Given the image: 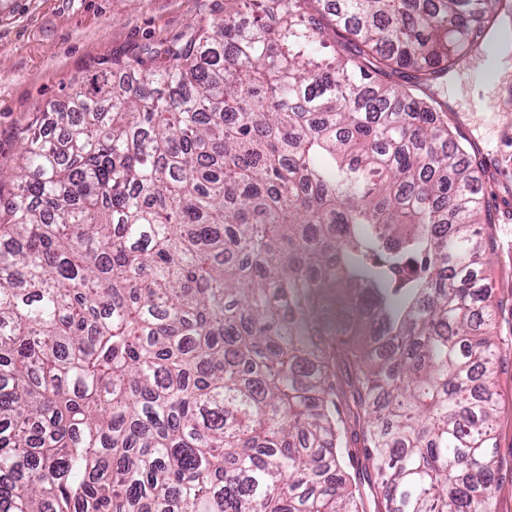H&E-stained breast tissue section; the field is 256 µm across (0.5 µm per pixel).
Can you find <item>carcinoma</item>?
<instances>
[{"label": "carcinoma", "instance_id": "1", "mask_svg": "<svg viewBox=\"0 0 512 512\" xmlns=\"http://www.w3.org/2000/svg\"><path fill=\"white\" fill-rule=\"evenodd\" d=\"M318 2L224 0L26 139L0 512H495L487 188L430 88L512 0Z\"/></svg>", "mask_w": 512, "mask_h": 512}]
</instances>
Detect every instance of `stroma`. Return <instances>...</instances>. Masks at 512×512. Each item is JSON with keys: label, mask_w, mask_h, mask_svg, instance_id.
Here are the masks:
<instances>
[{"label": "stroma", "mask_w": 512, "mask_h": 512, "mask_svg": "<svg viewBox=\"0 0 512 512\" xmlns=\"http://www.w3.org/2000/svg\"><path fill=\"white\" fill-rule=\"evenodd\" d=\"M216 8V0H0V197L21 177L25 135L72 85L182 38ZM494 63L491 49L474 54L449 73L443 95L449 127L470 142L491 187L495 252L483 275L499 308L496 512H512V67L483 83Z\"/></svg>", "instance_id": "1"}]
</instances>
